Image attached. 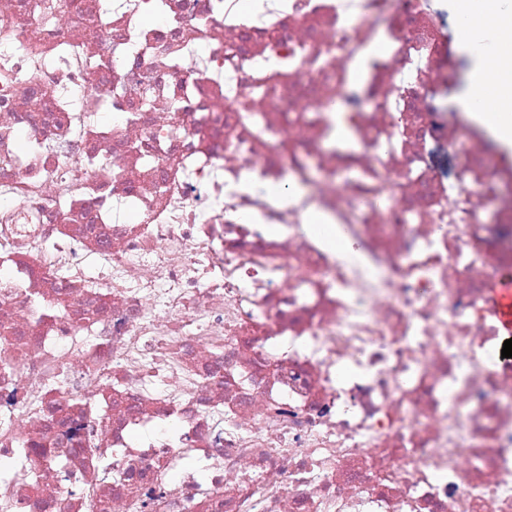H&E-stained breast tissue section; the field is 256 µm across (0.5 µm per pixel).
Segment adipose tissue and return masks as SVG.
I'll list each match as a JSON object with an SVG mask.
<instances>
[{"label": "adipose tissue", "instance_id": "obj_1", "mask_svg": "<svg viewBox=\"0 0 512 512\" xmlns=\"http://www.w3.org/2000/svg\"><path fill=\"white\" fill-rule=\"evenodd\" d=\"M482 65L493 70L495 78L489 83L484 77H477L470 105L492 120V130L501 143L512 146V52L489 54Z\"/></svg>", "mask_w": 512, "mask_h": 512}]
</instances>
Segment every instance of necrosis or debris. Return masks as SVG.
I'll use <instances>...</instances> for the list:
<instances>
[{
    "label": "necrosis or debris",
    "instance_id": "4bbe7bcc",
    "mask_svg": "<svg viewBox=\"0 0 512 512\" xmlns=\"http://www.w3.org/2000/svg\"><path fill=\"white\" fill-rule=\"evenodd\" d=\"M265 2L0 0V512H512L437 0Z\"/></svg>",
    "mask_w": 512,
    "mask_h": 512
}]
</instances>
